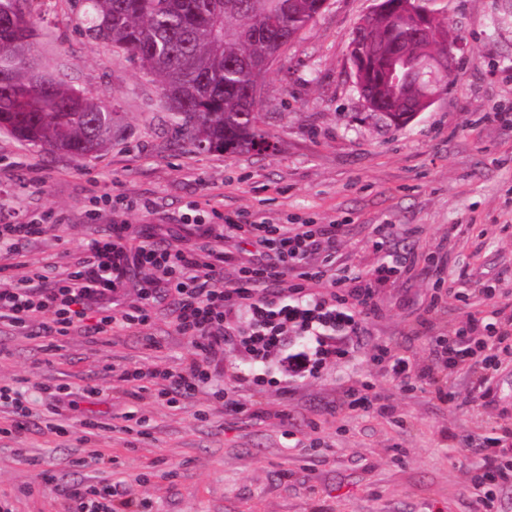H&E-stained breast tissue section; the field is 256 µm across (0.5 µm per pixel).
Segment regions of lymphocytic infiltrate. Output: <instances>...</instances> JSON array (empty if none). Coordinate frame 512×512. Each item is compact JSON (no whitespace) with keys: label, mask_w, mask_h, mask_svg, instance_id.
Here are the masks:
<instances>
[{"label":"lymphocytic infiltrate","mask_w":512,"mask_h":512,"mask_svg":"<svg viewBox=\"0 0 512 512\" xmlns=\"http://www.w3.org/2000/svg\"><path fill=\"white\" fill-rule=\"evenodd\" d=\"M189 209L180 235L157 240L149 234L141 245L132 247L124 225L113 224L83 245L65 277L35 272L24 275L15 287L1 288L0 324L12 328L37 324L41 339L65 336L77 327L92 336H108L117 328L147 326L152 308L170 301L176 329L191 344L183 367L170 370L140 364L126 369L124 378L131 395L153 391L175 407L210 381V359L227 345L263 363L295 334L306 339L309 349L288 357V369L317 373L342 357L341 339L364 333L365 319L376 311V289L401 271L397 264H381L364 275L336 268V242L342 230L338 224L291 228L231 220L225 232L248 233L256 259L240 270L235 281L220 285L216 274L225 259L223 248L208 242L194 248L180 244L181 234L191 235L199 229V202H192ZM316 254L322 257L320 265H310ZM145 267L160 272L161 277L140 280L143 304L126 308L122 291L131 276ZM292 273L298 282L288 291L284 285ZM320 281L328 284L329 293L306 292V283ZM429 345L445 367L471 360L477 381L483 384L501 354L512 350V330L435 336ZM59 495L63 512H152L147 502L126 497L109 482L67 481Z\"/></svg>","instance_id":"obj_1"}]
</instances>
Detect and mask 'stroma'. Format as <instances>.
Masks as SVG:
<instances>
[{
    "instance_id": "obj_1",
    "label": "stroma",
    "mask_w": 512,
    "mask_h": 512,
    "mask_svg": "<svg viewBox=\"0 0 512 512\" xmlns=\"http://www.w3.org/2000/svg\"><path fill=\"white\" fill-rule=\"evenodd\" d=\"M374 5L327 0L265 77L257 127L271 149L228 154L179 137L158 80L86 34L84 0H37L33 61L97 94L117 134L77 162L0 132V214L48 224L24 250L23 270L1 275L0 288L48 263L61 276L112 224L126 225L133 245L163 235L188 202L206 198L219 212L204 214V223L239 212L269 224H339L337 266L363 274L404 257L410 268L378 288L364 336L315 376L256 388L248 374L277 369L282 353L263 366L225 346L212 360L214 378L234 385L240 414L207 388L178 409L149 392L129 395L128 366L179 368L190 350L167 306L147 329L92 339L78 328L47 351L29 332L1 327L0 382L24 391L35 420L0 439V497L15 512H58L46 471L111 481L156 512H475L486 487L491 512H512V480L484 481L487 456L512 463V353L482 395L466 369L437 365L427 341L512 316V131L490 117L512 114V0H429L465 48L451 85L403 127L367 107L348 61ZM379 224L392 225L393 237L378 249ZM433 259L452 293L424 336ZM382 348L446 382L453 402L400 387L376 360ZM57 383L78 395L76 407H59L64 434L40 423L55 407L47 388ZM89 384L101 395L82 397ZM367 385L384 411L348 407L349 392ZM131 415L135 439L124 431ZM85 418L110 428L87 434ZM88 448L111 456L112 468L73 467Z\"/></svg>"
}]
</instances>
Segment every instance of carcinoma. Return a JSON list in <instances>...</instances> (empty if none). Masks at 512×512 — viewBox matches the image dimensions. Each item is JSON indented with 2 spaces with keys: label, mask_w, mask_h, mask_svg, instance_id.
Masks as SVG:
<instances>
[{
  "label": "carcinoma",
  "mask_w": 512,
  "mask_h": 512,
  "mask_svg": "<svg viewBox=\"0 0 512 512\" xmlns=\"http://www.w3.org/2000/svg\"><path fill=\"white\" fill-rule=\"evenodd\" d=\"M35 0H0V130L48 153L92 157L112 143V112L93 96L57 81H39L31 66ZM326 0H86L90 35L112 51L136 58L156 76L171 123L199 147L234 152L264 139L257 129L259 97L268 68ZM378 54L367 59V96L380 116L400 127L411 121L390 112L399 95L385 83L380 62L412 43L411 27L381 20ZM433 83L429 66L417 96Z\"/></svg>",
  "instance_id": "1"
}]
</instances>
